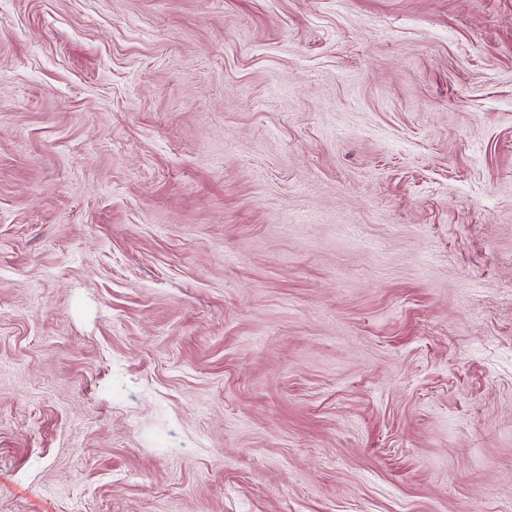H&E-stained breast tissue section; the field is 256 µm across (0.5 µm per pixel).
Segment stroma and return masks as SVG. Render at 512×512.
I'll return each instance as SVG.
<instances>
[{"instance_id": "stroma-1", "label": "stroma", "mask_w": 512, "mask_h": 512, "mask_svg": "<svg viewBox=\"0 0 512 512\" xmlns=\"http://www.w3.org/2000/svg\"><path fill=\"white\" fill-rule=\"evenodd\" d=\"M0 512H512V0H0Z\"/></svg>"}]
</instances>
